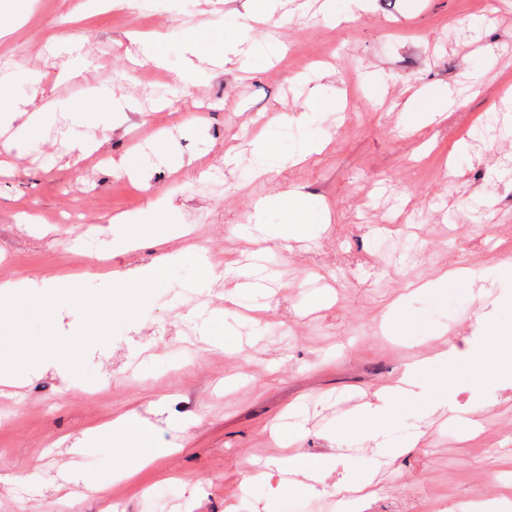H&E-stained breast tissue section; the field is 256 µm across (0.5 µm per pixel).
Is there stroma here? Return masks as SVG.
I'll list each match as a JSON object with an SVG mask.
<instances>
[{"mask_svg": "<svg viewBox=\"0 0 512 512\" xmlns=\"http://www.w3.org/2000/svg\"><path fill=\"white\" fill-rule=\"evenodd\" d=\"M300 0H271L260 48L228 51L220 67L189 87H174L189 54L181 31L223 27L255 10V0H139L97 8L94 0H30L23 21L0 15V73L10 94L58 104L56 120L32 144L0 135V283L70 275L103 288L104 273L154 263L166 250L203 247L219 257L260 254L279 277L266 328L246 320L248 299L231 300L233 275L189 288L178 279L155 291L142 314L123 322L84 355V374L49 370L12 388L0 407V512H471L472 501L499 502L512 482V388L469 363L437 367L431 394L459 387L465 422L436 417L418 447L381 465L370 493L346 497L336 469L312 490L273 497L268 484L244 486L255 469L287 455L336 454V418L379 402V390L411 358L463 343L490 301V283L431 296L413 283L442 268L481 272L512 255V205L487 178L512 166V134L486 141L473 131L483 116L512 111V0H365L337 22L299 17ZM166 36L167 65L132 62L128 35ZM87 39L89 72L66 78L65 44ZM484 69L476 92L447 117L425 118ZM109 80L132 100L121 126L81 127L98 151L73 163V130L62 103L93 94ZM325 100L317 123L307 100ZM202 114V127L188 126ZM284 117L278 169L250 178L253 138ZM325 150L294 156L315 135ZM149 164L147 184L116 164L127 154ZM299 190L326 205L331 222L310 240H260L241 232L256 199ZM172 193L189 235L158 247L154 235L115 223ZM79 223H65L69 213ZM40 223H21L22 214ZM135 236L138 249L102 259L111 236ZM415 241L404 264L389 255ZM408 314L385 328L393 303ZM220 310L231 350L201 342L184 313ZM151 425L165 451L135 477L112 472L110 444H84L85 433L127 412ZM95 477L75 482L76 470Z\"/></svg>", "mask_w": 512, "mask_h": 512, "instance_id": "1", "label": "stroma"}]
</instances>
